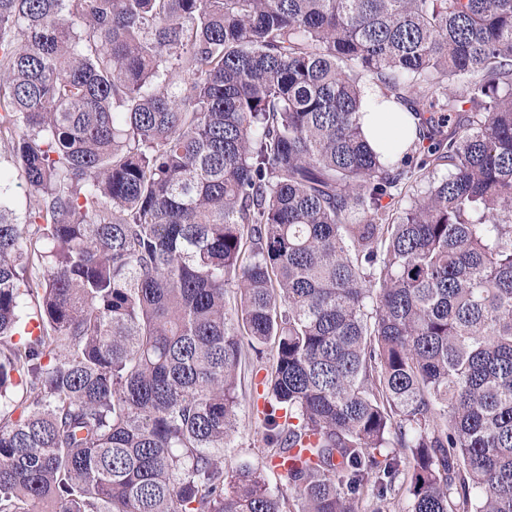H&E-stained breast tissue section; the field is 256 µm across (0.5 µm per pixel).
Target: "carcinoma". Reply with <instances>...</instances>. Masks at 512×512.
<instances>
[{"label": "carcinoma", "instance_id": "obj_1", "mask_svg": "<svg viewBox=\"0 0 512 512\" xmlns=\"http://www.w3.org/2000/svg\"><path fill=\"white\" fill-rule=\"evenodd\" d=\"M0 148V512H512V0H0ZM381 97L374 90L365 94V108L360 118L362 130L372 146L382 144L381 139H401L405 135V123L411 124L408 113L394 103L379 104ZM254 382L252 366L247 358L245 370H242L241 389H239L240 405L237 411V431L233 437V448L228 453L227 461L229 465L234 466L241 460H249L259 468H264L270 487L275 488L279 486L278 475L268 469V464L261 454L263 428L256 419L252 406Z\"/></svg>", "mask_w": 512, "mask_h": 512}]
</instances>
